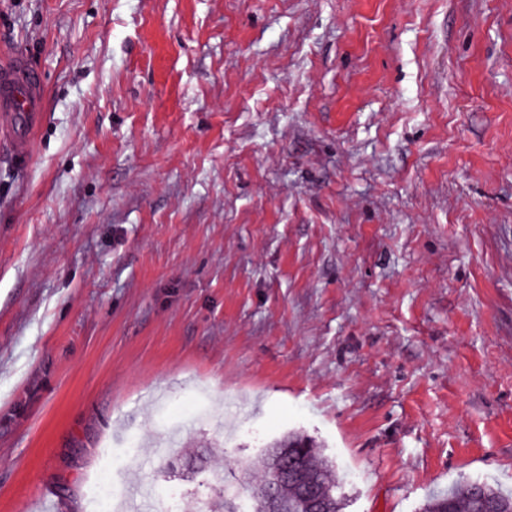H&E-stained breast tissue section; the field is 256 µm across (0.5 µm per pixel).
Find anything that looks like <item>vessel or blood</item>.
Returning a JSON list of instances; mask_svg holds the SVG:
<instances>
[{
    "label": "vessel or blood",
    "instance_id": "obj_1",
    "mask_svg": "<svg viewBox=\"0 0 512 512\" xmlns=\"http://www.w3.org/2000/svg\"><path fill=\"white\" fill-rule=\"evenodd\" d=\"M40 85L39 75L23 58L0 66V139L22 162L30 156L31 133L43 116Z\"/></svg>",
    "mask_w": 512,
    "mask_h": 512
}]
</instances>
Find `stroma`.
<instances>
[{"label": "stroma", "instance_id": "35a3bbf8", "mask_svg": "<svg viewBox=\"0 0 512 512\" xmlns=\"http://www.w3.org/2000/svg\"><path fill=\"white\" fill-rule=\"evenodd\" d=\"M0 512L103 451L181 512L312 437L342 512L512 492V0H0ZM40 85V76L21 57L0 69V134L18 161L29 158L31 133L43 116Z\"/></svg>", "mask_w": 512, "mask_h": 512}]
</instances>
